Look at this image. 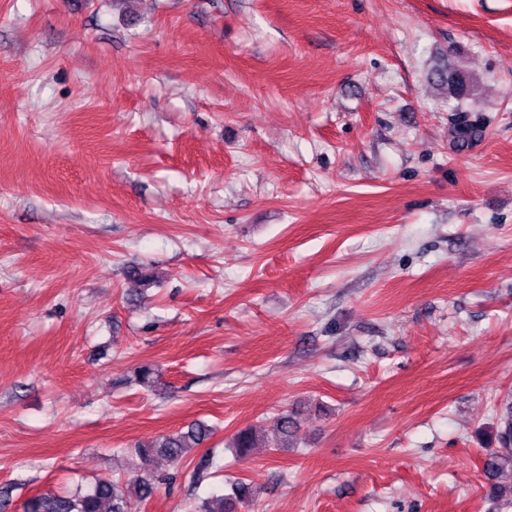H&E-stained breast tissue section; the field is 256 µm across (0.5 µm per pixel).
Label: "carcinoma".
<instances>
[{"label":"carcinoma","mask_w":512,"mask_h":512,"mask_svg":"<svg viewBox=\"0 0 512 512\" xmlns=\"http://www.w3.org/2000/svg\"><path fill=\"white\" fill-rule=\"evenodd\" d=\"M436 81L447 89L448 99L460 102L471 91L472 79L459 69L447 68L436 72ZM157 374L150 365H142L135 371V381L145 388L155 387ZM280 437V446L290 447L297 425L288 412L283 411L274 420ZM210 435V428L201 421L191 423L187 429L163 435L155 445L139 448L136 454L141 461L140 474L131 481L129 496L116 494L112 480L101 478L87 491L68 496L29 499L24 512H132L133 502L142 503L152 498L157 490L158 478L149 469L155 455L166 457L176 468L186 463L189 449L202 445ZM494 438L497 447L487 449L483 463L486 475L485 496L499 512L512 508V481L503 484L499 478L505 473L512 475V402L503 403Z\"/></svg>","instance_id":"1"}]
</instances>
